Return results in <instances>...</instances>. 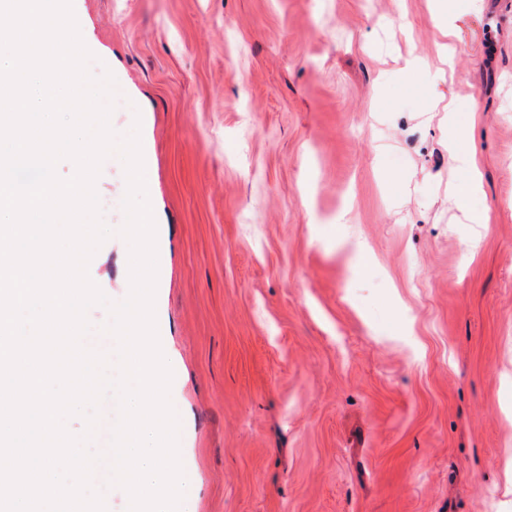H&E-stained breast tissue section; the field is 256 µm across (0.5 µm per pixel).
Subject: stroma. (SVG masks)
I'll list each match as a JSON object with an SVG mask.
<instances>
[{"instance_id":"stroma-1","label":"stroma","mask_w":512,"mask_h":512,"mask_svg":"<svg viewBox=\"0 0 512 512\" xmlns=\"http://www.w3.org/2000/svg\"><path fill=\"white\" fill-rule=\"evenodd\" d=\"M73 10L141 126L196 512H512V0Z\"/></svg>"}]
</instances>
